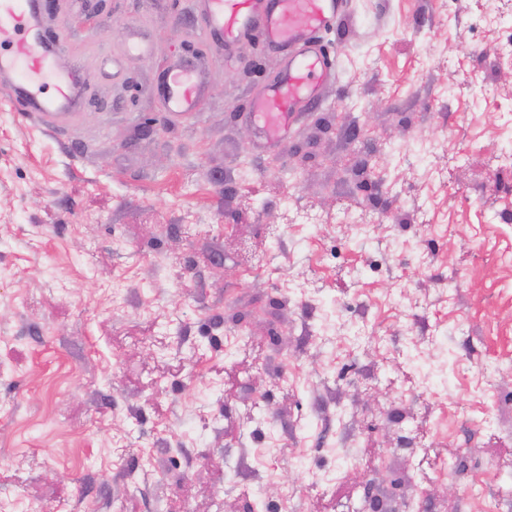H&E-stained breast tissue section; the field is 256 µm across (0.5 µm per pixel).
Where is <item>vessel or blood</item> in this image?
Masks as SVG:
<instances>
[{"label":"vessel or blood","mask_w":512,"mask_h":512,"mask_svg":"<svg viewBox=\"0 0 512 512\" xmlns=\"http://www.w3.org/2000/svg\"><path fill=\"white\" fill-rule=\"evenodd\" d=\"M197 27L206 39L231 43L255 35L281 64L279 78L253 97L247 112L259 142H283L300 112L320 103L335 75L323 40L341 12V0H196ZM48 0H0V92L45 125L62 127L83 107L82 68H56L65 43L45 26ZM157 95L166 112L185 118L201 111L208 95L204 65L192 56L165 67Z\"/></svg>","instance_id":"vessel-or-blood-1"}]
</instances>
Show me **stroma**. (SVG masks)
<instances>
[{
  "instance_id": "35a3bbf8",
  "label": "stroma",
  "mask_w": 512,
  "mask_h": 512,
  "mask_svg": "<svg viewBox=\"0 0 512 512\" xmlns=\"http://www.w3.org/2000/svg\"><path fill=\"white\" fill-rule=\"evenodd\" d=\"M54 2L89 95L60 129L0 97V512H512L504 0H344L269 148L260 41L205 43L175 121L189 0ZM156 90L164 112L181 118L200 112L208 95L201 59L192 56L165 67Z\"/></svg>"
}]
</instances>
